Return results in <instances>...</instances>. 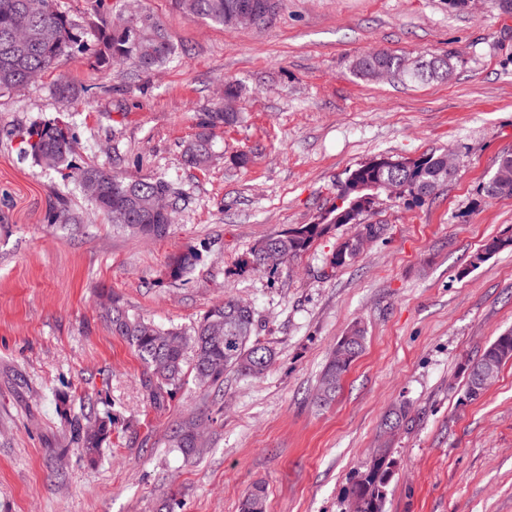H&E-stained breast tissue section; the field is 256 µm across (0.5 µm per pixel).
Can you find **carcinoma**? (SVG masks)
<instances>
[{"label": "carcinoma", "instance_id": "cac0c4a2", "mask_svg": "<svg viewBox=\"0 0 512 512\" xmlns=\"http://www.w3.org/2000/svg\"><path fill=\"white\" fill-rule=\"evenodd\" d=\"M184 14L191 18L209 20L225 28H237V5L241 0H175ZM92 26L95 48L93 67L106 73L113 64H128L142 73H149L175 53L174 44L148 11L136 22L140 33L121 29L113 24L112 10L106 0H95ZM84 28L67 14L59 11L55 0H0V90H15L33 76L56 67L64 56L87 51ZM408 57L393 52L365 54L354 62L353 71L365 80L375 78V71L384 68L394 77L408 80H444L453 69L447 54L422 57L408 66ZM238 91L227 85L224 91V111L214 112L212 121L203 123L204 131L183 150L185 165L205 169L215 157L209 128L220 121L231 124L238 112L232 107ZM20 153L38 165L72 170L80 191L97 213L109 222L118 224L132 236L163 238L171 229L159 205L174 210L171 184L163 178L142 179L104 166L77 167L72 164L76 139L63 122L34 124L22 135ZM512 153L498 160L497 168L484 183L482 191L489 198L512 196ZM451 179L445 154L430 152L408 165H395L376 171L361 164L348 171L337 186V198L343 200L340 208L332 207L321 215L316 224H300L275 236L258 241L251 249L244 266L256 273L274 275L277 268L268 267L273 258L282 260V267L290 265L306 253L312 244L331 229L336 216L350 208L358 213L371 203V198L382 195L380 182L405 186L404 196L421 201L435 193ZM133 194L139 203L136 212L126 211L125 201ZM512 248V237L488 239L481 261L493 254ZM360 256L356 238L345 240L332 256V264L342 267ZM198 253L186 249L174 255L169 262L171 276L181 278L194 270ZM106 317L112 334L120 336L134 349L146 368L147 388L153 401L179 389L183 384L186 353H193L192 371L195 379L204 385L224 382V372L236 371L245 376L261 377L269 369L272 351L253 339L254 312L239 300L226 298L209 308L190 330L179 327L162 328L141 317L129 314L120 300L110 298ZM366 343L364 328L352 326L332 349L321 371L315 400L321 405L331 404L339 391L344 375L363 352ZM512 361V330L496 337L475 360L464 365V390L460 402L478 400L496 380L501 367ZM407 416L406 407L394 406L382 420L383 430H396ZM73 441L89 459L99 455L104 439L112 431V417L98 416L94 425L86 426L77 417H65ZM171 447L179 449L187 461L194 458L201 447L196 424L179 425L170 439ZM392 443L381 440L352 478L346 489L351 512H384L388 486L392 478L390 467ZM241 512H266V495L262 486H254L241 504Z\"/></svg>", "mask_w": 512, "mask_h": 512}]
</instances>
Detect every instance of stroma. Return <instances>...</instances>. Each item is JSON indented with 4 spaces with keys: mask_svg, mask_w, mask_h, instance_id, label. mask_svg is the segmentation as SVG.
Masks as SVG:
<instances>
[{
    "mask_svg": "<svg viewBox=\"0 0 512 512\" xmlns=\"http://www.w3.org/2000/svg\"><path fill=\"white\" fill-rule=\"evenodd\" d=\"M141 4L177 47L152 72L103 76L78 55L0 92V512H240L258 483L267 512H348L343 489L400 404L385 512H512V361L479 400L459 402L463 363L512 330V249L475 260L488 238L512 236V197L482 192L512 153V14L491 0H279L270 24L223 28L174 0ZM376 50L446 53L453 70L429 83L356 76L354 60ZM62 81L76 99L55 96ZM228 82L238 122L214 126L210 167L184 166ZM57 120L78 140L74 164L173 184L166 238L126 234L67 171L20 157L22 133ZM448 148L459 164L435 197H383L362 215L384 232L357 261L331 265L360 226L343 224L292 272L242 271L257 241L318 222L348 170ZM52 211L72 223H48ZM189 247L199 264L171 278L170 256ZM110 293L166 328L243 300L274 360L259 378L225 373L217 389L186 377L153 402L141 360L101 316ZM357 322L366 348L318 406L328 354ZM65 411L111 415L96 459ZM194 416L205 448L187 463L169 435Z\"/></svg>",
    "mask_w": 512,
    "mask_h": 512,
    "instance_id": "1",
    "label": "stroma"
}]
</instances>
